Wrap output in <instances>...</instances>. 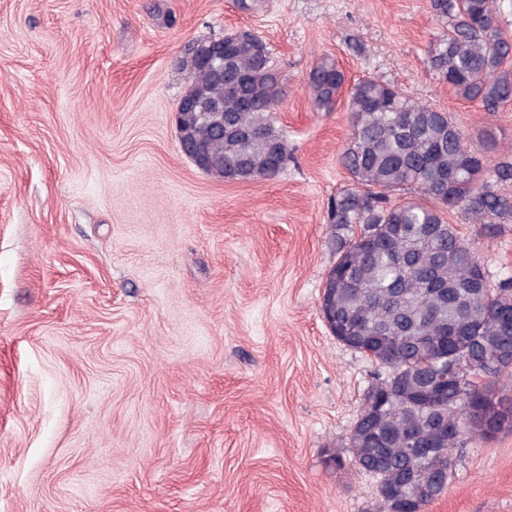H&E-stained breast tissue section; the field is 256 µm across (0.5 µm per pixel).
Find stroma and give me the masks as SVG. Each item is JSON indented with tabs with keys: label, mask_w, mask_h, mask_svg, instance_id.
I'll use <instances>...</instances> for the list:
<instances>
[{
	"label": "stroma",
	"mask_w": 512,
	"mask_h": 512,
	"mask_svg": "<svg viewBox=\"0 0 512 512\" xmlns=\"http://www.w3.org/2000/svg\"><path fill=\"white\" fill-rule=\"evenodd\" d=\"M247 27L291 157L230 183L181 153L191 43ZM428 0H0V512H380L351 430L378 367L321 312L328 207L352 187L334 58L512 147L429 68ZM447 218L512 280V223ZM426 512H512V430L468 435ZM346 77L335 59L322 57L312 68L306 82L314 106L329 111L337 103Z\"/></svg>",
	"instance_id": "stroma-1"
}]
</instances>
